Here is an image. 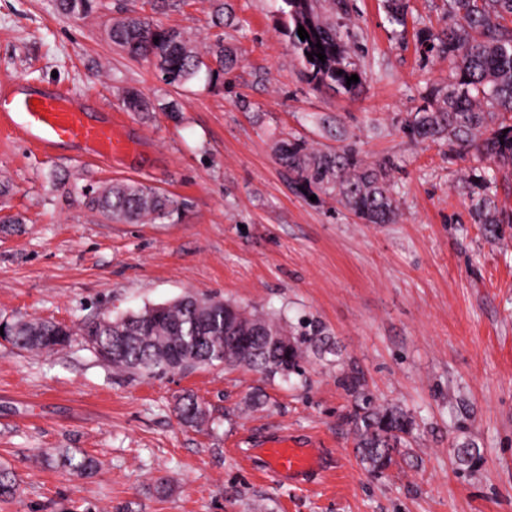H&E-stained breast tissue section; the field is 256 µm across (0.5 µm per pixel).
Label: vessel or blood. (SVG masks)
Listing matches in <instances>:
<instances>
[{"label": "vessel or blood", "instance_id": "b4317fda", "mask_svg": "<svg viewBox=\"0 0 512 512\" xmlns=\"http://www.w3.org/2000/svg\"><path fill=\"white\" fill-rule=\"evenodd\" d=\"M0 130L45 152L62 143L97 154H129L137 149L134 141L122 135L118 121L91 120L67 93L29 89L16 81L0 85ZM267 461L275 473H306L317 465L305 449L284 441L270 445Z\"/></svg>", "mask_w": 512, "mask_h": 512}]
</instances>
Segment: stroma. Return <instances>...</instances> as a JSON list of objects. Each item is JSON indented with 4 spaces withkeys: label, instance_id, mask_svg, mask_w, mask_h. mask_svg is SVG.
Instances as JSON below:
<instances>
[{
    "label": "stroma",
    "instance_id": "35a3bbf8",
    "mask_svg": "<svg viewBox=\"0 0 512 512\" xmlns=\"http://www.w3.org/2000/svg\"><path fill=\"white\" fill-rule=\"evenodd\" d=\"M280 5L224 0L220 29L208 0L162 14L195 42L222 35L239 55L224 80L173 87L105 34L110 18L150 14L148 0H103L87 18L57 0H0V82L122 113L138 143L92 160L0 132L10 186L0 195V319L75 329L103 310L215 295L292 324L320 320L342 355L309 358L305 377L287 380L226 366L126 379L79 336L40 357L0 340V463L25 489L0 512H512V236L490 239L472 218L486 162L405 129L448 83L447 60L418 46L421 31L443 26L446 0H408L402 27L383 0H348L340 23L366 73L353 96L307 82ZM129 88L179 109L125 111ZM292 137L390 162L396 222L358 223L339 198L292 183L275 155ZM123 179L184 207L115 224L86 206L85 187ZM345 366L416 420L411 453L384 475L355 456L353 402L337 383ZM185 394L209 407L207 427L179 424ZM276 440L313 449L317 474L267 473ZM463 443L480 450L476 470L456 464ZM41 448L81 449L98 471L48 467L35 460Z\"/></svg>",
    "mask_w": 512,
    "mask_h": 512
}]
</instances>
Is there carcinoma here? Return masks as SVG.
Masks as SVG:
<instances>
[{
  "mask_svg": "<svg viewBox=\"0 0 512 512\" xmlns=\"http://www.w3.org/2000/svg\"><path fill=\"white\" fill-rule=\"evenodd\" d=\"M328 2L331 16L321 18L319 9ZM280 12L288 18L287 35L298 55L309 84L330 86L353 93L362 86L363 72L349 57L336 12L347 14L346 0H281ZM448 22L433 31H423L420 47L427 54L446 57L455 64V76L443 94L444 106L425 108L408 124L410 134L422 140L446 143L453 150L475 152L498 169H512V0H446ZM67 14L86 17L99 8L98 0H58ZM309 38L302 40L298 27ZM106 35L121 52L150 60L167 85L180 86L206 71L210 81L231 74L237 66L233 50L216 38L200 52L183 32L138 15L111 19ZM322 48H317L316 44ZM324 53L325 61L308 58ZM357 75L359 82L346 85ZM129 112L179 111L174 101L154 105L135 89L123 92ZM279 162L299 187L316 188L339 197L362 224H393L398 208L389 191L390 163L365 165L351 148L315 150L301 139L276 145ZM496 176L484 178V195L473 204L477 224L485 226L492 239L512 231V213L498 208L492 194ZM87 205L103 219L119 224H143L169 217L180 203L168 194L142 182L126 179L104 183L85 193ZM0 337L28 353H48L66 346L73 331L52 321L3 319ZM232 332L250 341L238 353L224 354V334ZM289 333L291 344L276 345L272 334ZM80 335L96 355L127 374L161 377L171 372H191L204 366L225 365L254 371L267 379L305 374L307 353L319 359L338 351L325 327L317 320L302 322L300 330L288 332L282 318L248 312L212 297L186 295L171 303L146 306L122 315L98 313L85 321ZM339 386L356 403L350 416L354 445L362 464L382 475L395 463L396 449L407 444L413 419L402 408L378 402L366 390L360 374L350 370L338 379ZM180 421L191 427L208 423L207 407L192 395L177 403ZM72 475L89 477L97 470L89 454L59 448L40 456ZM480 459L479 450L464 443L457 450V464L470 469ZM22 488L13 471L0 468V498L13 500Z\"/></svg>",
  "mask_w": 512,
  "mask_h": 512,
  "instance_id": "carcinoma-1",
  "label": "carcinoma"
}]
</instances>
